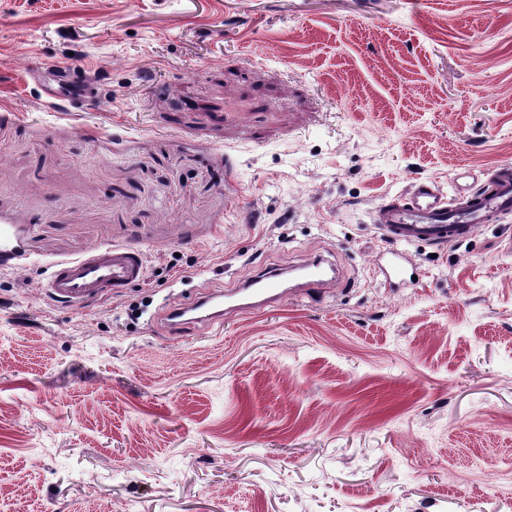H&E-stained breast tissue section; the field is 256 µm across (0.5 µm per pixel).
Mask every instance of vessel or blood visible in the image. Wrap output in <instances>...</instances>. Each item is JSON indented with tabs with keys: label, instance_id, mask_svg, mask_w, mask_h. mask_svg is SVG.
<instances>
[{
	"label": "vessel or blood",
	"instance_id": "b4317fda",
	"mask_svg": "<svg viewBox=\"0 0 512 512\" xmlns=\"http://www.w3.org/2000/svg\"><path fill=\"white\" fill-rule=\"evenodd\" d=\"M49 96L76 105L79 95L64 65H57ZM512 212V166L497 167L473 191L445 193L433 181L423 180L396 196H384L373 217L386 243H429L438 247L471 236L476 225ZM143 277L140 250L126 246L96 247L84 258L58 264L46 288L57 302L80 307L102 292H120ZM323 259L314 258L291 271L260 270L236 288L212 293L171 309V327L193 323H223L226 314H246L279 304L285 294L300 296L333 282Z\"/></svg>",
	"mask_w": 512,
	"mask_h": 512
}]
</instances>
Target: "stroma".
Wrapping results in <instances>:
<instances>
[{
	"instance_id": "35a3bbf8",
	"label": "stroma",
	"mask_w": 512,
	"mask_h": 512,
	"mask_svg": "<svg viewBox=\"0 0 512 512\" xmlns=\"http://www.w3.org/2000/svg\"><path fill=\"white\" fill-rule=\"evenodd\" d=\"M507 163L512 0H0V512H512V213L395 284L372 222ZM112 245L141 281L46 295ZM314 257L322 291L167 325ZM47 67L57 71L52 75L55 87L50 88L49 96L52 99L51 103L56 104L55 101H67L70 107L75 108L80 95L76 92L77 86L69 78L66 71L67 66L50 64Z\"/></svg>"
}]
</instances>
